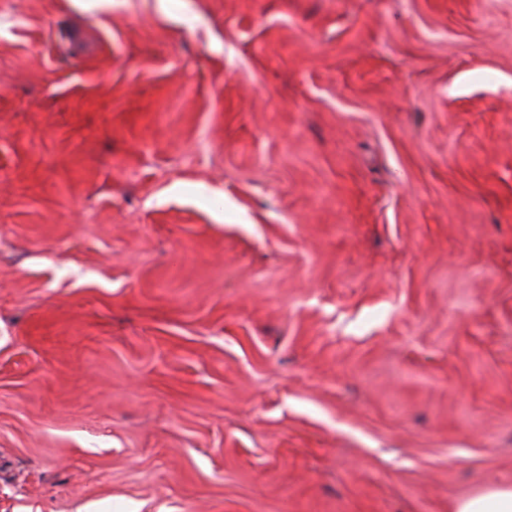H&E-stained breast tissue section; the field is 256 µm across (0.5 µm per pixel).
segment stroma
<instances>
[{
	"label": "stroma",
	"mask_w": 512,
	"mask_h": 512,
	"mask_svg": "<svg viewBox=\"0 0 512 512\" xmlns=\"http://www.w3.org/2000/svg\"><path fill=\"white\" fill-rule=\"evenodd\" d=\"M493 484L512 0H0V512Z\"/></svg>",
	"instance_id": "35a3bbf8"
}]
</instances>
